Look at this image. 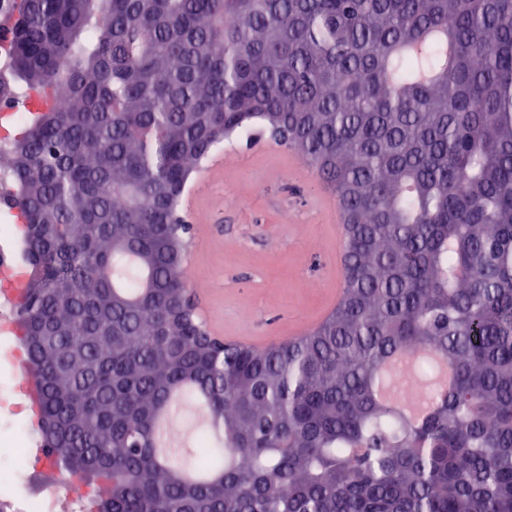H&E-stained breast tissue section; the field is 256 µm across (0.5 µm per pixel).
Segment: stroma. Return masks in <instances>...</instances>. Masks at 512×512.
I'll use <instances>...</instances> for the list:
<instances>
[{
  "mask_svg": "<svg viewBox=\"0 0 512 512\" xmlns=\"http://www.w3.org/2000/svg\"><path fill=\"white\" fill-rule=\"evenodd\" d=\"M224 170L198 173L189 265L203 268L190 283L198 314L219 325L220 337L273 336L285 340L297 322L314 323L325 310L336 271V222L291 224L288 204L306 206L321 190L313 172L291 178L289 152L264 133L234 140L221 151ZM19 414L0 413V460L12 472L0 493L10 499L49 495L48 471L33 456L14 452Z\"/></svg>",
  "mask_w": 512,
  "mask_h": 512,
  "instance_id": "stroma-1",
  "label": "stroma"
}]
</instances>
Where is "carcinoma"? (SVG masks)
<instances>
[{
    "instance_id": "carcinoma-1",
    "label": "carcinoma",
    "mask_w": 512,
    "mask_h": 512,
    "mask_svg": "<svg viewBox=\"0 0 512 512\" xmlns=\"http://www.w3.org/2000/svg\"><path fill=\"white\" fill-rule=\"evenodd\" d=\"M257 124L337 201L342 296L221 348L181 197ZM0 205L93 512H512V0H0Z\"/></svg>"
}]
</instances>
